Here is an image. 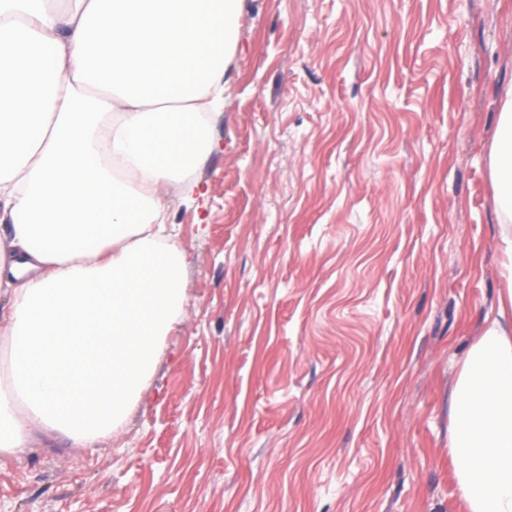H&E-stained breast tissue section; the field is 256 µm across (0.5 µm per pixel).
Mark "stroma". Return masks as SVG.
I'll return each instance as SVG.
<instances>
[{
  "label": "stroma",
  "mask_w": 512,
  "mask_h": 512,
  "mask_svg": "<svg viewBox=\"0 0 512 512\" xmlns=\"http://www.w3.org/2000/svg\"><path fill=\"white\" fill-rule=\"evenodd\" d=\"M511 81L512 0H239L204 196L162 198L184 318L118 433L0 458V512H466Z\"/></svg>",
  "instance_id": "stroma-1"
}]
</instances>
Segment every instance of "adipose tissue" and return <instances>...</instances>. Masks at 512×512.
I'll use <instances>...</instances> for the list:
<instances>
[{
	"label": "adipose tissue",
	"instance_id": "1",
	"mask_svg": "<svg viewBox=\"0 0 512 512\" xmlns=\"http://www.w3.org/2000/svg\"><path fill=\"white\" fill-rule=\"evenodd\" d=\"M236 25L237 0H0V457L112 435L146 387L189 263L158 191L199 189ZM488 166L507 288L462 360L448 452L466 512H512V82Z\"/></svg>",
	"mask_w": 512,
	"mask_h": 512
}]
</instances>
